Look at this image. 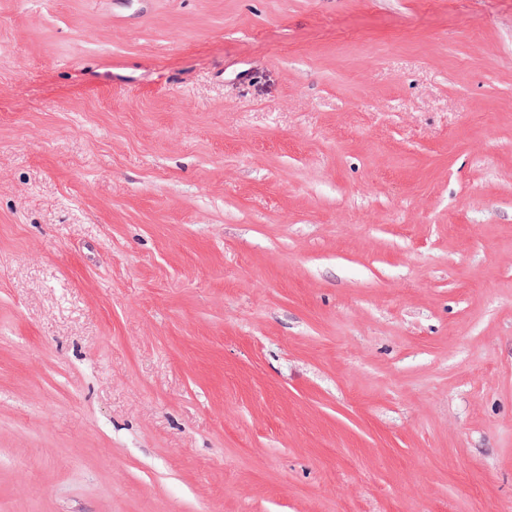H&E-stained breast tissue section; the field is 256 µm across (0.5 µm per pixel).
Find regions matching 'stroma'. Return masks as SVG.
<instances>
[{
    "label": "stroma",
    "mask_w": 512,
    "mask_h": 512,
    "mask_svg": "<svg viewBox=\"0 0 512 512\" xmlns=\"http://www.w3.org/2000/svg\"><path fill=\"white\" fill-rule=\"evenodd\" d=\"M0 512H512V0H0Z\"/></svg>",
    "instance_id": "stroma-1"
}]
</instances>
